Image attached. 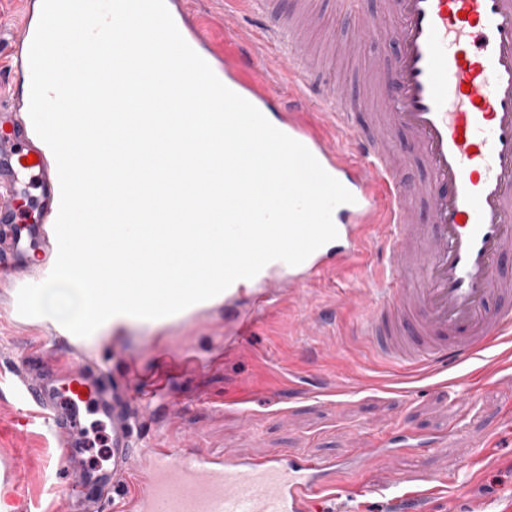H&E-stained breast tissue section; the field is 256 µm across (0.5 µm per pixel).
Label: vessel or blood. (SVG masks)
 <instances>
[{"instance_id": "b4317fda", "label": "vessel or blood", "mask_w": 512, "mask_h": 512, "mask_svg": "<svg viewBox=\"0 0 512 512\" xmlns=\"http://www.w3.org/2000/svg\"><path fill=\"white\" fill-rule=\"evenodd\" d=\"M304 0L266 26L261 43L243 40L232 16L224 38L234 54L217 57L199 18L166 0L186 42L232 91L269 113L287 99L275 126L299 141L354 197L337 206L338 236L302 264H267L252 281L237 280L216 297L175 314L192 323L203 310L223 308L225 335L247 336L275 308L283 293L302 295L328 271L362 256L365 230L387 227V260L372 272L378 289L370 302L365 337L386 366L410 374L435 375L512 341V0H386L384 18L366 22L351 53L386 33L391 57L370 56L378 106L396 130L406 132L423 159L427 176L404 179L384 129L361 124V102L344 97L319 70L302 23ZM392 26H385V17ZM38 23L25 13L7 44L11 67L30 71L29 50ZM291 79L281 89L277 72ZM30 94L11 88L0 101V257L11 275L46 258L43 227L55 223L60 186L55 158L31 134ZM319 104L328 123L342 131L351 153L318 134L305 120ZM36 189L39 218L18 219L16 204ZM427 223H417L418 199ZM78 358L61 364L58 353L40 363L21 359L12 384L18 426L40 424L57 456L47 466L53 490L84 485L108 489L119 512H309L326 492L338 496L375 493L351 479L353 467L389 462L393 448H363L353 464L281 451L261 457L198 448L194 440L148 436L142 421L169 409L162 380L144 381L131 357L116 360L101 337L68 335ZM467 376L439 383L450 402L465 401ZM108 420L109 464L87 469L71 482L68 463L84 451L85 414Z\"/></svg>"}]
</instances>
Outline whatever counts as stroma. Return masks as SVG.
I'll use <instances>...</instances> for the list:
<instances>
[{"label":"stroma","mask_w":512,"mask_h":512,"mask_svg":"<svg viewBox=\"0 0 512 512\" xmlns=\"http://www.w3.org/2000/svg\"><path fill=\"white\" fill-rule=\"evenodd\" d=\"M191 14L203 18L216 51L224 49V13L233 11L242 30L252 33L259 17L225 0H185ZM311 40L318 62L336 82L376 113L373 79L362 57L349 54L345 41L354 32L352 15L328 0H309ZM381 229L354 266L325 274L306 290V302L284 297L266 314L240 350L217 354L198 369H181L156 356L157 348L178 352L188 346L215 350L224 337V314L207 315L201 326L152 329L126 326L122 342L147 375L166 373L175 403L158 424L170 435H191L198 447L264 456L282 450L341 459L370 447L374 434L394 445L418 432L436 439L435 450L404 454L390 470L369 469L364 479L385 484L389 476L415 484L425 478H450L446 492L424 499L394 500L359 495L315 501L319 512H512V415L503 410L501 384H481L456 406L436 391L433 379L406 377L378 363L358 328L354 303L376 287L371 271L384 258L377 242ZM54 338L33 327L12 328L0 317V486L17 485L14 512H81L75 499L52 492L44 483L53 445L32 425L14 431L16 403L11 381L19 359L55 348ZM249 403L244 420L239 403Z\"/></svg>","instance_id":"35a3bbf8"}]
</instances>
